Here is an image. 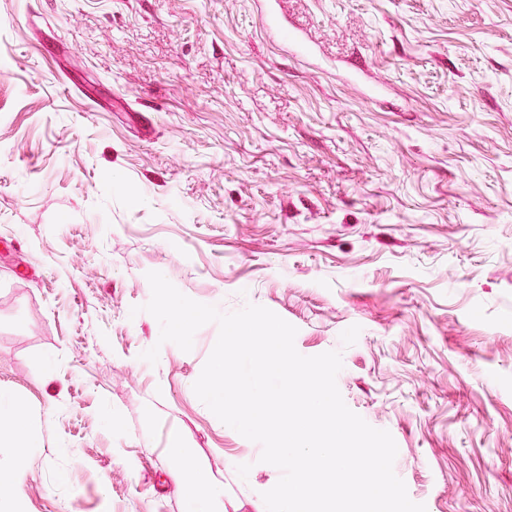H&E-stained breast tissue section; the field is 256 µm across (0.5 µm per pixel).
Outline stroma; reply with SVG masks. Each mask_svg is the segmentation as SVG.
<instances>
[{"label":"stroma","instance_id":"stroma-1","mask_svg":"<svg viewBox=\"0 0 512 512\" xmlns=\"http://www.w3.org/2000/svg\"><path fill=\"white\" fill-rule=\"evenodd\" d=\"M340 352L427 512H512V0H0V391L23 512H191L174 440L277 482L147 274ZM158 347L157 363L142 352ZM37 439L28 426L26 402L12 392H0V510L19 512L21 480L28 466L29 448ZM5 491L1 493V489Z\"/></svg>","mask_w":512,"mask_h":512}]
</instances>
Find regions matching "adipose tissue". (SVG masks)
Returning <instances> with one entry per match:
<instances>
[{
    "instance_id": "adipose-tissue-1",
    "label": "adipose tissue",
    "mask_w": 512,
    "mask_h": 512,
    "mask_svg": "<svg viewBox=\"0 0 512 512\" xmlns=\"http://www.w3.org/2000/svg\"><path fill=\"white\" fill-rule=\"evenodd\" d=\"M37 439L28 426L26 402L12 392H0V512H19L21 480L28 453Z\"/></svg>"
}]
</instances>
